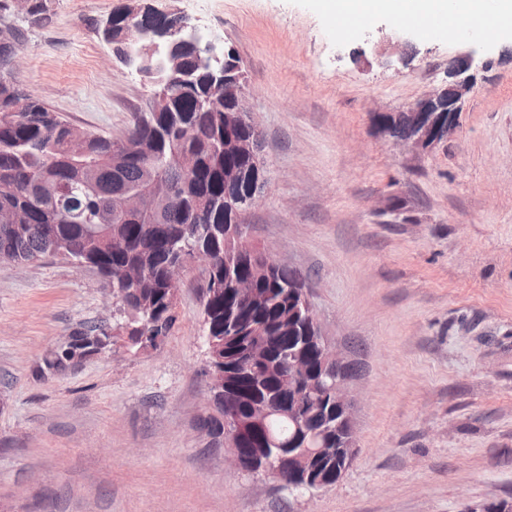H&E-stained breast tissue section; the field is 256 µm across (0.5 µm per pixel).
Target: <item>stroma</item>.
<instances>
[{
  "instance_id": "35a3bbf8",
  "label": "stroma",
  "mask_w": 512,
  "mask_h": 512,
  "mask_svg": "<svg viewBox=\"0 0 512 512\" xmlns=\"http://www.w3.org/2000/svg\"><path fill=\"white\" fill-rule=\"evenodd\" d=\"M127 0H47L12 79L70 124L118 137L148 87L96 32ZM234 50L269 180L253 243L300 270L349 366L357 454L336 484L236 470L206 422L202 265L174 324L133 344L111 283L57 255L0 262V512H463L512 499V35L430 36L318 0H148ZM473 53L458 126L427 151L379 124ZM96 354L58 357L89 329Z\"/></svg>"
}]
</instances>
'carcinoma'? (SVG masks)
Here are the masks:
<instances>
[{
  "label": "carcinoma",
  "mask_w": 512,
  "mask_h": 512,
  "mask_svg": "<svg viewBox=\"0 0 512 512\" xmlns=\"http://www.w3.org/2000/svg\"><path fill=\"white\" fill-rule=\"evenodd\" d=\"M133 15L143 30L169 29L182 18L130 0L119 11ZM164 96L150 112H138L121 147L70 124L42 103L26 97L10 75L0 72V260L29 262L52 253L80 260L112 281V293L131 314L128 335L138 344L165 336L173 315L164 278L168 266L204 250L214 260L205 288L207 335L222 343L220 365H238L215 392L217 415L211 429L224 433L225 417L235 418L229 448L253 458L273 441H288V458L270 475L290 490L304 483L301 431L288 418V406H304L303 428L323 434L324 447H336V408L323 374L328 349L300 297L302 273L268 265L245 240V214L224 212V175L249 166L250 158L224 148L225 139L249 140L253 127L229 101L211 96L197 69L195 50L176 46L161 75ZM381 127L402 138L411 128L407 112L379 117ZM178 184L177 198L137 220L103 212L112 192L138 194L156 179ZM100 337L82 333L68 356H82ZM304 371L303 380H320L319 394L295 396L280 390L281 380Z\"/></svg>",
  "instance_id": "carcinoma-1"
}]
</instances>
